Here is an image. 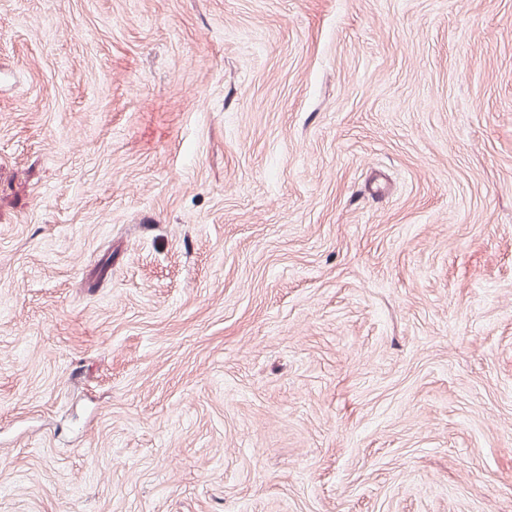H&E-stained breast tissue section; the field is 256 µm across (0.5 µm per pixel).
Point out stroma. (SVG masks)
<instances>
[{
    "label": "stroma",
    "instance_id": "stroma-1",
    "mask_svg": "<svg viewBox=\"0 0 512 512\" xmlns=\"http://www.w3.org/2000/svg\"><path fill=\"white\" fill-rule=\"evenodd\" d=\"M0 512H512V0H0Z\"/></svg>",
    "mask_w": 512,
    "mask_h": 512
}]
</instances>
